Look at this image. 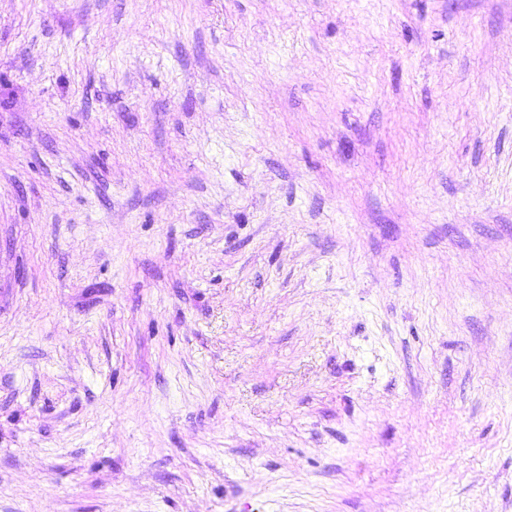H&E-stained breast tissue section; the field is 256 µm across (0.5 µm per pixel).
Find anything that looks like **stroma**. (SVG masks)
Segmentation results:
<instances>
[{"mask_svg": "<svg viewBox=\"0 0 512 512\" xmlns=\"http://www.w3.org/2000/svg\"><path fill=\"white\" fill-rule=\"evenodd\" d=\"M0 512H512V0H0Z\"/></svg>", "mask_w": 512, "mask_h": 512, "instance_id": "stroma-1", "label": "stroma"}]
</instances>
